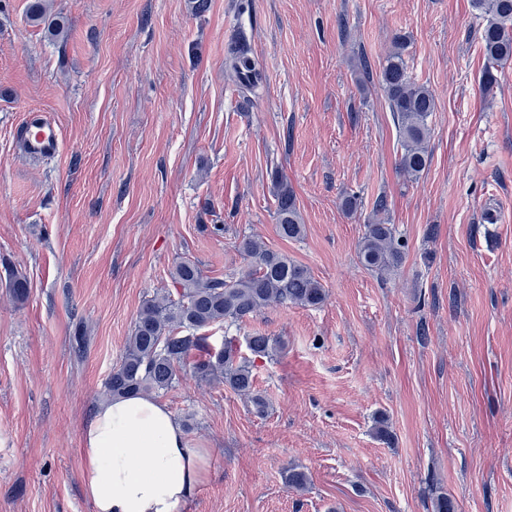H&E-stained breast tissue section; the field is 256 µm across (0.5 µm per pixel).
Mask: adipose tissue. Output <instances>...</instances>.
I'll return each instance as SVG.
<instances>
[{"label":"adipose tissue","mask_w":512,"mask_h":512,"mask_svg":"<svg viewBox=\"0 0 512 512\" xmlns=\"http://www.w3.org/2000/svg\"><path fill=\"white\" fill-rule=\"evenodd\" d=\"M82 479L94 512H177L210 477L168 407L149 395L110 398L82 434Z\"/></svg>","instance_id":"obj_1"}]
</instances>
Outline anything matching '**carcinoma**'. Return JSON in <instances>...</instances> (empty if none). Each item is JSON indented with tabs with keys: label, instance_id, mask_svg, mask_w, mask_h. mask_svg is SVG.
Returning <instances> with one entry per match:
<instances>
[{
	"label": "carcinoma",
	"instance_id": "1",
	"mask_svg": "<svg viewBox=\"0 0 512 512\" xmlns=\"http://www.w3.org/2000/svg\"><path fill=\"white\" fill-rule=\"evenodd\" d=\"M471 5L485 19L481 41L487 64L482 83L491 89L497 83L498 67L512 59V0H471ZM27 15L32 22L59 32L43 0H31ZM405 50V39L396 37L380 80L399 130V170L416 180L430 162L427 138L436 102L429 88L407 75ZM228 68L234 77L243 79V90H258L261 74L246 46L230 48ZM272 178L277 232L283 239L297 240L304 234V224L293 192L280 172H274ZM238 249L246 267L227 280L207 277L192 261L175 265V294L156 295L138 311L120 363L106 380L108 396L165 393L187 372L200 384L229 387L246 396L257 413H265L266 403L256 388L252 358L274 356L281 341L263 334L246 337L251 353L248 358L231 340L224 341L220 348L209 347L208 337L199 331L239 323L272 305L316 307L325 302L326 291L305 265L272 250L260 238L245 237ZM358 258L368 270L390 273L402 265L405 244L394 225L373 222L365 225ZM9 293L17 303L27 300L29 282L23 273L14 271L9 275Z\"/></svg>",
	"mask_w": 512,
	"mask_h": 512
}]
</instances>
